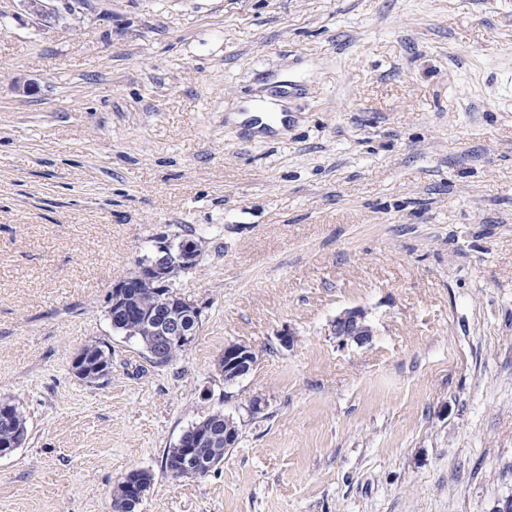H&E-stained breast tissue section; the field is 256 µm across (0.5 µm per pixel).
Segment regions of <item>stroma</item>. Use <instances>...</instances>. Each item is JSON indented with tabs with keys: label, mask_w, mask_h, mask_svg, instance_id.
Returning <instances> with one entry per match:
<instances>
[{
	"label": "stroma",
	"mask_w": 512,
	"mask_h": 512,
	"mask_svg": "<svg viewBox=\"0 0 512 512\" xmlns=\"http://www.w3.org/2000/svg\"><path fill=\"white\" fill-rule=\"evenodd\" d=\"M0 0V512H494L512 495V0ZM271 93L288 134L234 114ZM193 231L153 364L106 299ZM362 310L370 345H339ZM294 337L292 347L280 337ZM231 342L256 356L228 384ZM112 354L79 377L83 348ZM259 412H252V402ZM239 438L175 482L215 412ZM332 334L342 345L355 344L359 347L369 345L374 336L372 326L365 314L358 309L349 310L336 316L331 324ZM112 365V359L99 346L84 348L74 361L73 367L77 374L84 379H96L107 374ZM2 410V416H1ZM26 421L15 404L0 400V451L15 449L26 438ZM224 419H227L229 426L237 428L230 417L216 412L191 425L172 448H167L163 467L170 479L178 481L192 476L204 477L223 462L226 452L235 445L236 437L233 428L224 432ZM152 476L145 470L134 469L122 476L112 487L113 512H139Z\"/></svg>",
	"instance_id": "obj_1"
}]
</instances>
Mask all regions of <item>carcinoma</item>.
Returning <instances> with one entry per match:
<instances>
[{"label":"carcinoma","instance_id":"cac0c4a2","mask_svg":"<svg viewBox=\"0 0 512 512\" xmlns=\"http://www.w3.org/2000/svg\"><path fill=\"white\" fill-rule=\"evenodd\" d=\"M107 314H116L115 324L129 339L142 343L153 362L166 365L183 351L173 341L157 347L159 320L166 317H188L184 299L172 294L147 279H136L123 285L115 295L107 298ZM111 357L98 346L84 348L74 361L77 374L96 379L107 374ZM26 421L15 404L0 400V451L12 449L24 442ZM224 414L216 412L187 428L178 442L166 450L163 467L167 476L178 481L184 478L204 477L224 461ZM152 476L145 470L134 469L121 477L112 487V512H139Z\"/></svg>","mask_w":512,"mask_h":512}]
</instances>
